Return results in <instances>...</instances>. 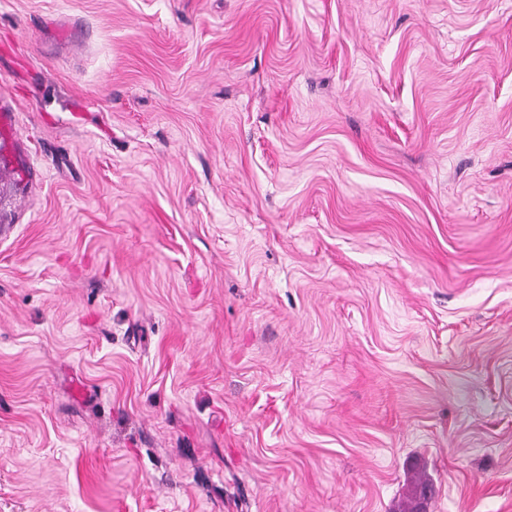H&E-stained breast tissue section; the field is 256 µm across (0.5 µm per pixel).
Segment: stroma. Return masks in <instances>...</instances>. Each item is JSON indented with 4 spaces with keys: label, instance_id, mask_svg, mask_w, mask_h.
Here are the masks:
<instances>
[{
    "label": "stroma",
    "instance_id": "35a3bbf8",
    "mask_svg": "<svg viewBox=\"0 0 512 512\" xmlns=\"http://www.w3.org/2000/svg\"><path fill=\"white\" fill-rule=\"evenodd\" d=\"M0 512H512V0H0Z\"/></svg>",
    "mask_w": 512,
    "mask_h": 512
}]
</instances>
